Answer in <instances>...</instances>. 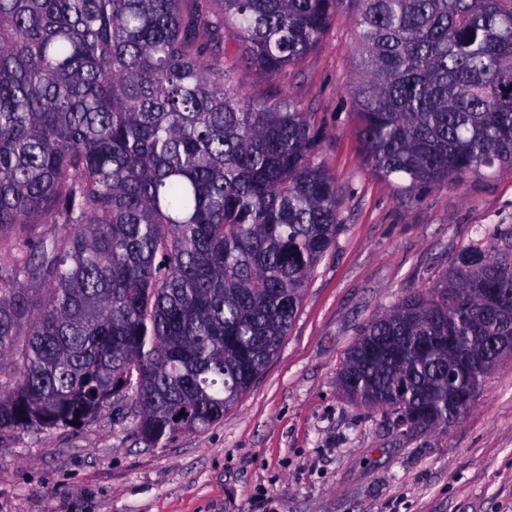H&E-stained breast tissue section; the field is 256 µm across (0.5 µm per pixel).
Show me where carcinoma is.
<instances>
[{
  "label": "carcinoma",
  "mask_w": 512,
  "mask_h": 512,
  "mask_svg": "<svg viewBox=\"0 0 512 512\" xmlns=\"http://www.w3.org/2000/svg\"><path fill=\"white\" fill-rule=\"evenodd\" d=\"M354 9L365 162L410 197L512 166V0H0V436L130 402L137 440L198 432L277 352L341 228L314 114L250 100L224 36L266 76ZM30 224L64 232L30 236ZM512 259L463 250L362 330L356 403L446 430L455 349L512 336ZM492 368L460 372L480 391ZM479 299L486 313L490 314L506 310L510 305L508 294L498 288H481Z\"/></svg>",
  "instance_id": "1"
}]
</instances>
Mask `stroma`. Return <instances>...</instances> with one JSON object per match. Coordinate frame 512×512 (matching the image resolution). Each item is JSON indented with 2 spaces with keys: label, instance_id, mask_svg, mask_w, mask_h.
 I'll return each mask as SVG.
<instances>
[{
  "label": "stroma",
  "instance_id": "obj_1",
  "mask_svg": "<svg viewBox=\"0 0 512 512\" xmlns=\"http://www.w3.org/2000/svg\"><path fill=\"white\" fill-rule=\"evenodd\" d=\"M224 42V68L255 101L314 113L340 189L342 227L277 354L224 418L166 446L136 443L112 413L0 442V512H512V356L445 431L394 428L339 377L362 327L431 288L466 247L512 255V166L408 197L366 164L342 13L299 63L267 77Z\"/></svg>",
  "mask_w": 512,
  "mask_h": 512
}]
</instances>
